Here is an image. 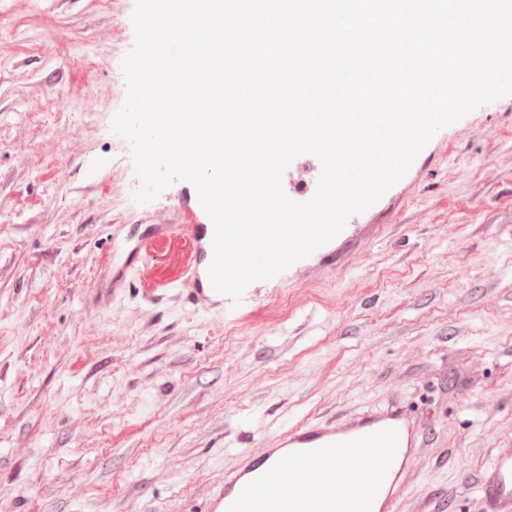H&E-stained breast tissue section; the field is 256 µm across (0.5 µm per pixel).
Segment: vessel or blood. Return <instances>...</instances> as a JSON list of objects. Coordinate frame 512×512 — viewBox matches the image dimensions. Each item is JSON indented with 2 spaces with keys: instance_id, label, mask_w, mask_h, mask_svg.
Masks as SVG:
<instances>
[{
  "instance_id": "vessel-or-blood-1",
  "label": "vessel or blood",
  "mask_w": 512,
  "mask_h": 512,
  "mask_svg": "<svg viewBox=\"0 0 512 512\" xmlns=\"http://www.w3.org/2000/svg\"><path fill=\"white\" fill-rule=\"evenodd\" d=\"M179 209L183 223L153 224L145 234L146 255L163 261L146 265L143 297L159 303L179 291L199 309L236 312L209 279L214 225L195 187L184 188ZM427 443L424 424L395 402L307 420L262 454L243 453L206 512H398L407 470ZM478 485L485 512H512V447L497 449Z\"/></svg>"
}]
</instances>
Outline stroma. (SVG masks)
Segmentation results:
<instances>
[{"label":"stroma","mask_w":512,"mask_h":512,"mask_svg":"<svg viewBox=\"0 0 512 512\" xmlns=\"http://www.w3.org/2000/svg\"><path fill=\"white\" fill-rule=\"evenodd\" d=\"M135 6L0 0V512H205L241 451L390 401L430 437L399 512H484L512 446V95L240 315L152 305L128 261L181 185L136 202L112 152Z\"/></svg>","instance_id":"obj_1"}]
</instances>
